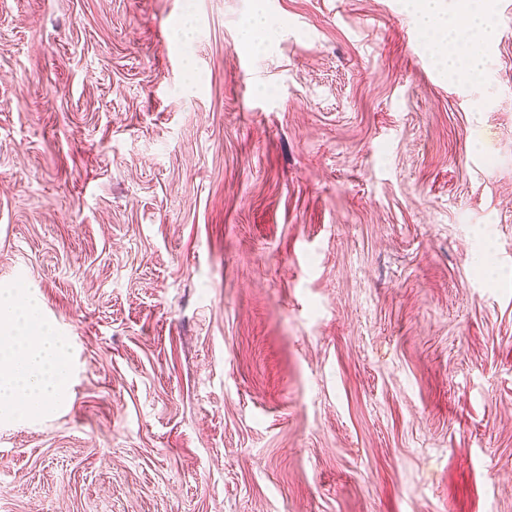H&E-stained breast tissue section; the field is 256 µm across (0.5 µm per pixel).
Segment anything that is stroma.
<instances>
[{
	"label": "stroma",
	"mask_w": 512,
	"mask_h": 512,
	"mask_svg": "<svg viewBox=\"0 0 512 512\" xmlns=\"http://www.w3.org/2000/svg\"><path fill=\"white\" fill-rule=\"evenodd\" d=\"M505 3L477 78L406 0H0V283L72 367L0 512H512Z\"/></svg>",
	"instance_id": "35a3bbf8"
}]
</instances>
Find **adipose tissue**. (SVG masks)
<instances>
[{"label": "adipose tissue", "mask_w": 512, "mask_h": 512, "mask_svg": "<svg viewBox=\"0 0 512 512\" xmlns=\"http://www.w3.org/2000/svg\"><path fill=\"white\" fill-rule=\"evenodd\" d=\"M430 48L448 72L478 74L480 52L494 35L489 0H465L441 16L437 0H411ZM71 384L67 347L15 288L0 284V423L44 417L65 403Z\"/></svg>", "instance_id": "1"}]
</instances>
